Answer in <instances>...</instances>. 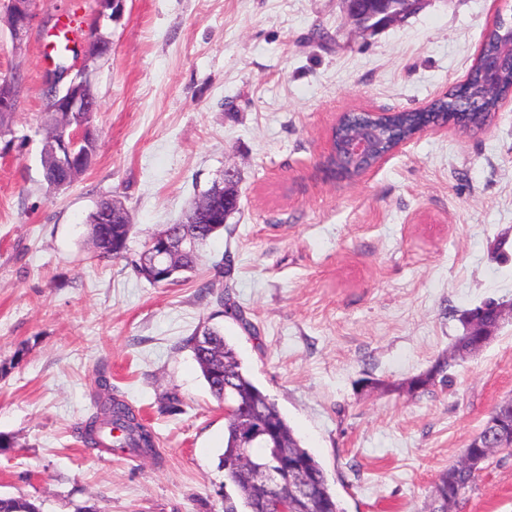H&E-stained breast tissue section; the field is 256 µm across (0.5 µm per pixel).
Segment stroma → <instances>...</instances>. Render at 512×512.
Listing matches in <instances>:
<instances>
[{
	"label": "stroma",
	"mask_w": 512,
	"mask_h": 512,
	"mask_svg": "<svg viewBox=\"0 0 512 512\" xmlns=\"http://www.w3.org/2000/svg\"><path fill=\"white\" fill-rule=\"evenodd\" d=\"M95 0H36L22 46L0 25V76L21 72L0 136V495L41 512H224V407L186 341L219 326L323 466L344 512H418L491 409L512 396V321L455 362L450 386L395 384L446 358L463 310L512 303V99L484 127L431 128L354 179L324 171L343 112L422 108L467 77L512 0H425L372 34L342 0H126L94 75V164L44 179L50 33L83 34ZM239 214L198 269L133 268L226 169ZM120 201L124 258L86 218ZM231 260L243 321L200 292ZM155 433L150 455L86 447L98 380ZM457 512H512V456H493ZM90 219L94 224H110V217L102 213L100 207L91 212ZM126 223L127 224H110L109 231L105 236L97 234L88 224L92 242L99 255L112 257V259L124 257V254L127 252V241L131 228V224H128V220H126Z\"/></svg>",
	"instance_id": "35a3bbf8"
}]
</instances>
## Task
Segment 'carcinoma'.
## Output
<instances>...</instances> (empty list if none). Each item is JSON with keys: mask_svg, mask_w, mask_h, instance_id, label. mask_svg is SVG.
Wrapping results in <instances>:
<instances>
[{"mask_svg": "<svg viewBox=\"0 0 512 512\" xmlns=\"http://www.w3.org/2000/svg\"><path fill=\"white\" fill-rule=\"evenodd\" d=\"M512 33V21L500 18L494 28L483 37L486 51L496 46ZM479 69L471 70L466 85L434 99L424 111L402 109L381 115L368 116L375 131L373 156L378 157L392 150L397 140H411L423 124L434 126L452 125L462 131L481 126L494 117L499 100L483 99ZM363 116L357 112L344 113L332 131V160L341 162L342 147L354 132ZM131 225L112 224L102 236L89 229L92 242L103 257L119 259L127 252ZM201 241L196 248L188 249L180 257L184 271H192L197 265L202 248L215 235L224 231V225L198 224ZM213 282H204L201 289L216 294V304L223 313L243 320L242 311L229 303L224 292H214ZM201 374L211 395L229 409L225 415L224 450L220 464L224 478L237 491L244 512H275L274 497L262 485L254 483L249 474L258 469L271 470L277 462L286 458L299 464V470L289 473L306 486L305 507L308 512H343L340 501L330 489L322 465L302 447L287 419L277 404L254 383L245 371L235 349L222 330L206 326L188 340ZM478 353L471 337L460 333L452 345L450 356L438 361L425 378H412L400 384L413 396L428 383L440 380L449 382L447 374L452 361ZM103 393L96 411L78 427L82 442L98 448H130L140 453H153L157 441L154 433L138 421L135 410L125 401L112 395V385L105 377L98 382ZM487 427H482L466 443L461 459L448 465L434 483L425 501L424 512H455L459 498L448 496V489L465 492L472 487L486 462L497 448H476L474 443L485 441ZM0 512H39L38 507L25 498L0 496Z\"/></svg>", "mask_w": 512, "mask_h": 512, "instance_id": "carcinoma-1", "label": "carcinoma"}]
</instances>
